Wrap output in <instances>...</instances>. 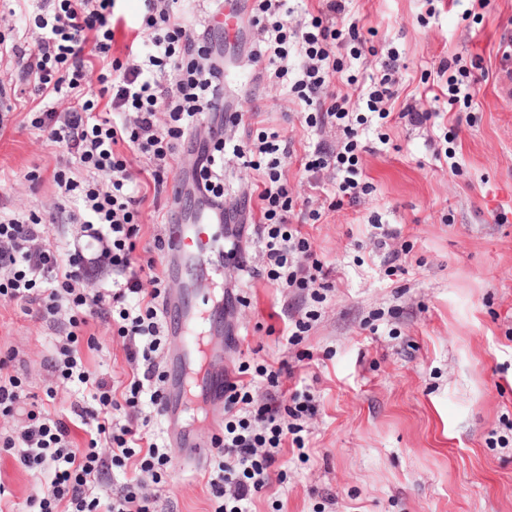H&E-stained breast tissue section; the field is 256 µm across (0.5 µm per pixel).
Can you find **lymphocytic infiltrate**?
<instances>
[{
    "label": "lymphocytic infiltrate",
    "mask_w": 512,
    "mask_h": 512,
    "mask_svg": "<svg viewBox=\"0 0 512 512\" xmlns=\"http://www.w3.org/2000/svg\"><path fill=\"white\" fill-rule=\"evenodd\" d=\"M114 2L39 0L30 48L0 36V54L14 60L13 78L33 89L31 127L64 146L84 172L80 178L62 170L53 176L60 199L73 206L71 222L79 226L72 247L51 244L45 217L0 214V299L20 304L46 324L64 326L65 338L57 342L47 369L58 383L90 388L97 403L91 410L74 401L63 419L27 410L22 429L0 437V446L14 450L23 469L51 476L46 491L33 501L36 512H153L144 493L130 490L115 498L97 485L115 466L129 463L154 476L171 466L170 448L142 435L151 414L160 411L165 378L160 357L166 343L160 304L168 293L155 259L136 255L146 200L143 176L162 184L170 159L193 156L184 171L189 195L235 226L239 213L224 206L221 173L225 159L242 161L259 178L256 229L263 277L305 294L315 290L324 273L308 237L291 222L295 202L285 165L294 153L292 141L275 131L245 142L224 135V59L211 20L193 26L177 10L178 0H140L141 38L120 60L112 55L121 27ZM286 2L254 0L252 23L262 38L250 56L273 65L275 81L305 105L308 128L337 136L333 144L321 138L303 157L312 179L334 174L328 207L304 214L316 224L326 208L359 204L372 191L360 168L361 126L398 119L445 135L458 133L462 118L455 110L462 82L456 60L441 62L437 75L446 81L447 111L409 106L391 112L400 64L389 51L358 83L365 114L354 117L346 99L331 88L344 71L337 49L348 48L355 60L367 50L357 24L345 30L336 26L337 19L349 15L352 0H320L315 14L293 26ZM92 80L99 85L94 94L88 90ZM204 114L209 117L205 129L199 122ZM135 154L146 160L142 170L132 167ZM242 234L235 226L234 237ZM93 321L113 327L128 341L132 375L122 394L84 364V349L96 347L83 339ZM238 373L224 389V429L211 439L213 512H252L255 497L272 485L280 449L305 448L301 421L317 411L309 400L283 403L281 372L273 365H259L252 380L246 367ZM261 379L269 390L259 402L253 390ZM79 429L89 434L83 447L74 438Z\"/></svg>",
    "instance_id": "f902f5d3"
}]
</instances>
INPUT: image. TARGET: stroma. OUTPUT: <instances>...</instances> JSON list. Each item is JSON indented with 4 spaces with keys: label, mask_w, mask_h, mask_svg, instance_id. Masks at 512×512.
Segmentation results:
<instances>
[{
    "label": "stroma",
    "mask_w": 512,
    "mask_h": 512,
    "mask_svg": "<svg viewBox=\"0 0 512 512\" xmlns=\"http://www.w3.org/2000/svg\"><path fill=\"white\" fill-rule=\"evenodd\" d=\"M351 16L375 29L373 45L393 49L401 69L395 108L444 109L429 90L442 60L459 58L472 102L454 143L456 167L435 160L431 129L393 122L388 144L369 134L362 166L374 190L354 207L305 224L313 251L330 268L321 316L299 344L282 331L294 296L254 273L256 233L240 241L245 270L225 276L224 362L231 368L286 363L285 403L310 396L305 452L285 451L282 481L260 493L256 512H512V86L498 49L512 35V0H353ZM482 69L471 66L473 56ZM236 44L224 86L243 119L240 140L278 130L303 153L308 129L299 106ZM32 91L10 95L0 135V210L45 214L57 197L53 170L66 149L28 124ZM37 181H29V171ZM507 222H498V215ZM399 232L402 272L388 275L375 225ZM85 351L96 376L126 383L125 341L91 324ZM0 302V352L26 395L55 415L83 399L76 385H54L45 368L61 336ZM207 469L171 466L148 485L156 512H212ZM0 512H32L47 486L0 450Z\"/></svg>",
    "instance_id": "obj_1"
}]
</instances>
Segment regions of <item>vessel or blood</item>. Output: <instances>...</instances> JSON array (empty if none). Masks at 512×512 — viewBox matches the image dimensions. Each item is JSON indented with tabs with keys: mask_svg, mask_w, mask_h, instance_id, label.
Here are the masks:
<instances>
[{
	"mask_svg": "<svg viewBox=\"0 0 512 512\" xmlns=\"http://www.w3.org/2000/svg\"><path fill=\"white\" fill-rule=\"evenodd\" d=\"M169 206L178 220L170 225L163 251V271H180L179 291L170 294L162 315L167 333L176 342L167 360V378L162 389L161 414L167 441L176 464L191 460L203 463L207 444L201 442L192 412L224 401V387L231 375L219 352L208 342L224 334L226 268L235 264L224 253V220L206 208L184 210L179 183L168 192Z\"/></svg>",
	"mask_w": 512,
	"mask_h": 512,
	"instance_id": "vessel-or-blood-1",
	"label": "vessel or blood"
}]
</instances>
